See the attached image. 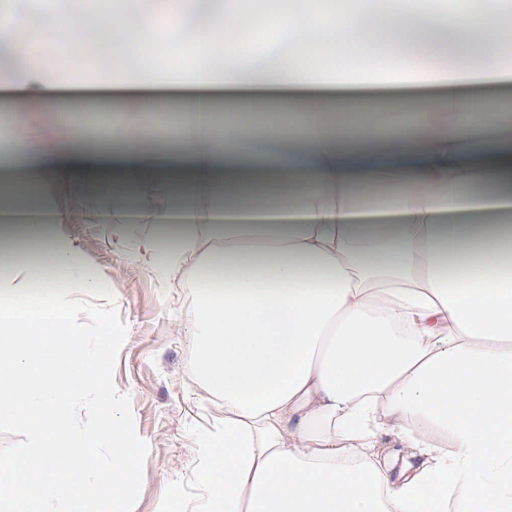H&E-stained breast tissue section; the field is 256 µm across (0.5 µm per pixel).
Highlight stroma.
Returning <instances> with one entry per match:
<instances>
[{"mask_svg": "<svg viewBox=\"0 0 512 512\" xmlns=\"http://www.w3.org/2000/svg\"><path fill=\"white\" fill-rule=\"evenodd\" d=\"M88 40L82 29L63 39L51 33L42 37L44 51L67 72L59 104L70 107L72 120L155 103L176 113L187 109V96L179 90L131 95L108 80L85 78L73 53ZM0 105H20L31 112L28 125L11 128V135L27 136L37 145L56 139L55 118L40 111L35 94L0 92ZM38 193L43 211L67 214L66 223L53 229L54 241L70 247L79 266L109 285L108 294L77 291L62 296L60 304L69 310L86 352L96 350L101 326L111 332L112 349L100 365L99 380L115 399L137 448L127 512H169L174 505L181 512H202V476L208 461L198 447L223 430L224 402L195 379V350L187 334L193 316L188 276L168 267L150 270L142 260L144 245H152L162 257L176 251L184 237L177 223L139 220L141 209L163 208L167 197L153 186H143L135 208L123 212L92 191L83 204L73 205L65 181L42 183Z\"/></svg>", "mask_w": 512, "mask_h": 512, "instance_id": "35a3bbf8", "label": "stroma"}]
</instances>
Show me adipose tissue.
<instances>
[{"label":"adipose tissue","mask_w":512,"mask_h":512,"mask_svg":"<svg viewBox=\"0 0 512 512\" xmlns=\"http://www.w3.org/2000/svg\"><path fill=\"white\" fill-rule=\"evenodd\" d=\"M99 23L119 38L112 67L135 71L140 88L180 86L193 97L188 119L173 129L178 151L141 150L135 131L113 113L104 139L113 152L90 151L62 120L60 139L34 147L18 137L0 145V163L32 172L20 185L37 207L36 180H67L83 201L82 174L112 176L118 192L168 186L179 169L181 214L203 224L220 248L201 249L195 229L167 263L186 267L196 321L190 334L196 375L224 400V431L206 455L207 512H512V223L455 221L478 208L512 207V137L497 112L463 95L471 85L512 83V30L486 0H460L437 19L431 0H343L336 38L343 56L363 58L383 44L405 63L385 85L440 88L426 111L378 128L361 115L327 120L336 100L360 95L348 70H326L309 51L322 33L309 13L284 26L270 83L306 90L310 111L287 125L256 129L243 112L215 122V92L234 94L251 77L230 46L244 15L242 0H222L197 32L199 52L184 71L158 66L144 42L157 17L140 0H97ZM443 22L462 32L458 62L445 70L412 66ZM225 46L224 64L211 57ZM24 67L0 87L35 91L41 109H59L53 57L32 63L33 46L17 48ZM384 181L382 207L393 224H363V190ZM222 190L224 207L202 210L197 191ZM51 222L0 224V264L17 285L0 287V381L10 396L0 415L25 420L32 454L0 460V512H44L47 501L76 499L77 512H98L79 495L96 451H112V512H124L134 481V451L111 400L106 425L79 433L67 398L97 386L111 348L101 328L96 357H85L57 298L64 288L103 291L98 277L76 273L72 252L53 246L38 285L28 257L11 250L18 234L43 241ZM420 458L412 473H394L385 439Z\"/></svg>","instance_id":"1"}]
</instances>
